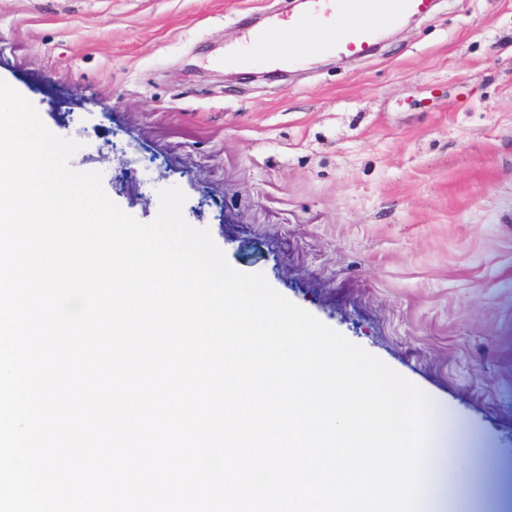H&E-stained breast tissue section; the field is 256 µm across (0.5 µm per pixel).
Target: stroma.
Here are the masks:
<instances>
[{
  "label": "stroma",
  "mask_w": 512,
  "mask_h": 512,
  "mask_svg": "<svg viewBox=\"0 0 512 512\" xmlns=\"http://www.w3.org/2000/svg\"><path fill=\"white\" fill-rule=\"evenodd\" d=\"M298 0H0V79L143 223L187 196L236 269L449 411L433 512L512 470V0H436L370 55L226 68Z\"/></svg>",
  "instance_id": "35a3bbf8"
}]
</instances>
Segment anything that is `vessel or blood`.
I'll return each instance as SVG.
<instances>
[{
	"label": "vessel or blood",
	"mask_w": 512,
	"mask_h": 512,
	"mask_svg": "<svg viewBox=\"0 0 512 512\" xmlns=\"http://www.w3.org/2000/svg\"><path fill=\"white\" fill-rule=\"evenodd\" d=\"M306 12L278 17L275 27H254L247 35V56H232V63L258 58L275 68L297 65L288 38L298 28L317 25L319 37L309 45L311 55L360 57L371 51L386 30L405 18L430 12L434 0H307Z\"/></svg>",
	"instance_id": "obj_1"
}]
</instances>
